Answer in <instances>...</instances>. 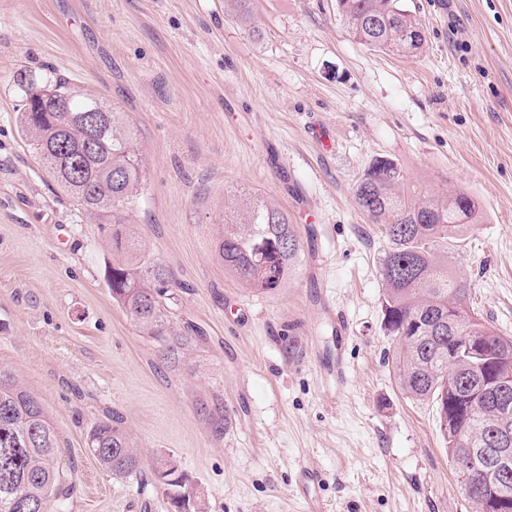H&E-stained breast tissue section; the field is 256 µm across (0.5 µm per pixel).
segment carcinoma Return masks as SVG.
I'll return each instance as SVG.
<instances>
[{
    "label": "carcinoma",
    "instance_id": "obj_1",
    "mask_svg": "<svg viewBox=\"0 0 512 512\" xmlns=\"http://www.w3.org/2000/svg\"><path fill=\"white\" fill-rule=\"evenodd\" d=\"M337 6L353 38L370 49L413 56L424 46L423 27L403 0H337ZM13 82L23 98L20 124L29 146L84 212L112 226V248L120 254L105 269L112 298L144 333L168 343V354L178 355L190 338L174 334L171 324V273L146 253L139 232L127 223L146 175L126 113L100 96L78 93L61 77L41 87L35 75L21 69ZM57 97L65 99L69 111H56ZM94 103L109 111L111 123L90 142L84 124L70 115ZM355 198L373 223L384 225L390 242L380 259V276L398 384L407 397L435 404L438 429L462 484L476 473L462 468L463 444L485 448L493 432L512 428V409L503 411L490 396L475 402L477 392L502 370L512 371V337L470 311L467 280L448 270L441 253L476 228L478 204L462 189L446 195L420 191L398 162L383 157L365 169ZM217 228L218 257L243 287L272 293L285 284L301 251L288 210L250 195L224 209ZM88 446L114 477L142 472L141 457L118 414L91 430ZM152 474L181 494L184 475L173 460L153 463ZM72 493L46 410L0 369V512H16L17 501L39 504L43 512H64Z\"/></svg>",
    "mask_w": 512,
    "mask_h": 512
}]
</instances>
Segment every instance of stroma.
Listing matches in <instances>:
<instances>
[{"label":"stroma","instance_id":"1","mask_svg":"<svg viewBox=\"0 0 512 512\" xmlns=\"http://www.w3.org/2000/svg\"><path fill=\"white\" fill-rule=\"evenodd\" d=\"M404 4L426 36L411 57L355 41L336 0H255L247 24L230 0H0V368L42 402L72 463L66 512H170L158 458L186 475L192 512H307L306 469L325 512H473L434 405L399 387L387 238L355 191L386 156L411 185L476 198L481 222L448 265L472 311L512 336V0ZM21 68L127 113L146 166L128 221L173 275L171 323L192 339L180 360L113 300L108 226L27 146ZM245 192L286 208L302 245L270 294L216 256L218 218ZM338 351L345 374L327 378ZM114 412L147 466L127 479L87 446ZM319 483V476L313 472H305L298 486V494L308 504L309 512H321L318 506L316 485Z\"/></svg>","mask_w":512,"mask_h":512}]
</instances>
